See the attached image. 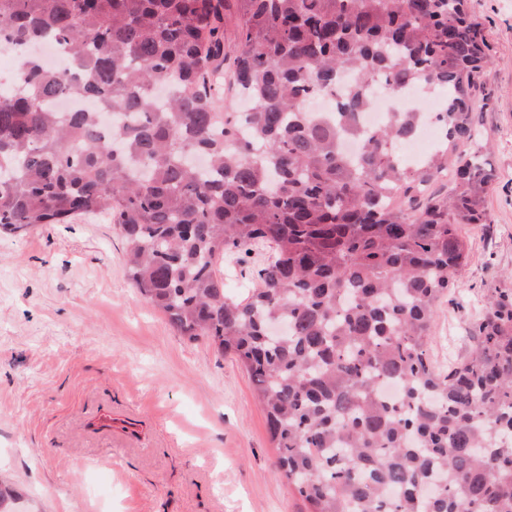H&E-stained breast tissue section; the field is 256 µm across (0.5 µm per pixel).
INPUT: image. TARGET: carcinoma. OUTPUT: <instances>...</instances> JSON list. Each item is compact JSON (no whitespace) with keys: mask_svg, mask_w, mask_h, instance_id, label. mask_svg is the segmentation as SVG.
<instances>
[{"mask_svg":"<svg viewBox=\"0 0 512 512\" xmlns=\"http://www.w3.org/2000/svg\"><path fill=\"white\" fill-rule=\"evenodd\" d=\"M48 39L68 60L53 71L31 50ZM0 48L21 87L0 90V227L108 216L139 297L250 374L306 512H512V290L487 298L466 357L443 372L430 355L495 177L473 116L491 57L467 0H0ZM228 59L246 112L214 110ZM346 72L336 118L310 114ZM377 76L447 91L426 160L397 152L418 133L407 112L360 133ZM66 93L115 124L51 111ZM226 252L261 256L241 295L218 275ZM16 500L0 475V512Z\"/></svg>","mask_w":512,"mask_h":512,"instance_id":"obj_1","label":"carcinoma"}]
</instances>
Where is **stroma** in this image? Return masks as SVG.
<instances>
[{"label":"stroma","instance_id":"obj_1","mask_svg":"<svg viewBox=\"0 0 512 512\" xmlns=\"http://www.w3.org/2000/svg\"><path fill=\"white\" fill-rule=\"evenodd\" d=\"M493 56L475 121L496 178L434 325L448 368L512 289V0H469ZM108 217L0 229V474L19 512H305L245 369L137 296Z\"/></svg>","mask_w":512,"mask_h":512}]
</instances>
